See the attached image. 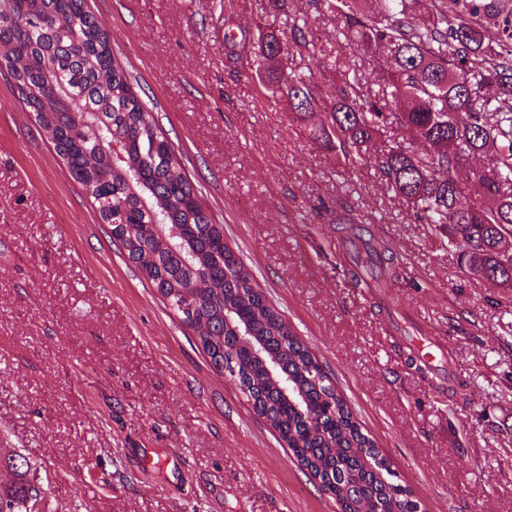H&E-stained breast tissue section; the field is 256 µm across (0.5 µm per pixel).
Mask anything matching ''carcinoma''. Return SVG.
Returning a JSON list of instances; mask_svg holds the SVG:
<instances>
[{"label":"carcinoma","instance_id":"cac0c4a2","mask_svg":"<svg viewBox=\"0 0 512 512\" xmlns=\"http://www.w3.org/2000/svg\"><path fill=\"white\" fill-rule=\"evenodd\" d=\"M367 2L308 0V10L334 14L336 35L365 51L381 73L376 92L361 91L355 66L320 83L284 67L280 45L286 56L313 55L316 45L288 0H269L288 16V31L257 38L258 101L284 100L338 162L372 164L410 217L448 239L468 274L512 288V10L502 0H381L377 11ZM1 65L128 260L181 325L198 329L215 370L228 373L336 507L418 512L336 384L224 242L86 0H6ZM392 124L398 140L385 136ZM114 143L126 162L106 169ZM480 156L488 163L473 171L475 197L458 172ZM158 224L177 233L162 235ZM0 463L13 474L0 486V512H27L40 495L28 461L10 454Z\"/></svg>","mask_w":512,"mask_h":512}]
</instances>
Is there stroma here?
<instances>
[{
  "instance_id": "obj_1",
  "label": "stroma",
  "mask_w": 512,
  "mask_h": 512,
  "mask_svg": "<svg viewBox=\"0 0 512 512\" xmlns=\"http://www.w3.org/2000/svg\"><path fill=\"white\" fill-rule=\"evenodd\" d=\"M214 223L322 361L420 512H512V288L469 277L368 163L342 166L281 104L257 107L267 0H89ZM332 16L289 57L356 60ZM352 211L355 237L328 212ZM434 352L425 373L407 364ZM0 453L39 512H336L165 307L0 70Z\"/></svg>"
}]
</instances>
